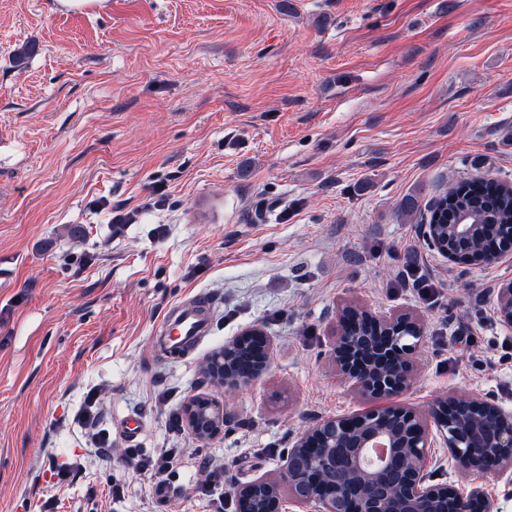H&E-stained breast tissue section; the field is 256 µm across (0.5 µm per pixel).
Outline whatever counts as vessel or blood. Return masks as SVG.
<instances>
[{"label":"vessel or blood","mask_w":512,"mask_h":512,"mask_svg":"<svg viewBox=\"0 0 512 512\" xmlns=\"http://www.w3.org/2000/svg\"><path fill=\"white\" fill-rule=\"evenodd\" d=\"M211 329V299L198 294L176 305L164 317L158 329V343L166 353L178 355L199 345Z\"/></svg>","instance_id":"vessel-or-blood-1"}]
</instances>
